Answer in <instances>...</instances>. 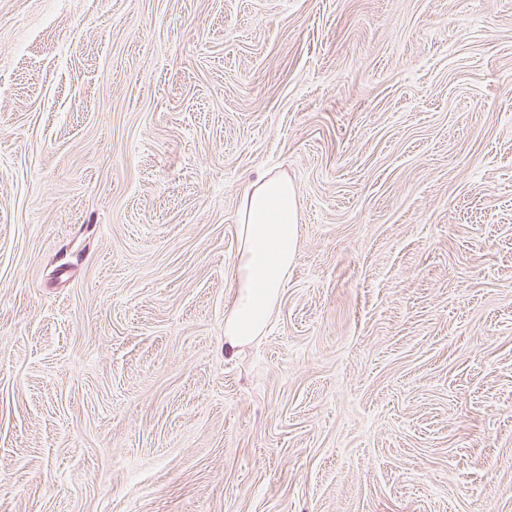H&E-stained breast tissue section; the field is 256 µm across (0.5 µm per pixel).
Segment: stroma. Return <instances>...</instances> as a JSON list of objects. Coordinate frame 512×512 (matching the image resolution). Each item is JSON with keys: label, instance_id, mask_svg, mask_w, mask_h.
I'll list each match as a JSON object with an SVG mask.
<instances>
[{"label": "stroma", "instance_id": "35a3bbf8", "mask_svg": "<svg viewBox=\"0 0 512 512\" xmlns=\"http://www.w3.org/2000/svg\"><path fill=\"white\" fill-rule=\"evenodd\" d=\"M0 512H512V0H0ZM299 229L298 197L287 178L264 173L245 188L224 352L237 354L265 335L297 259Z\"/></svg>", "mask_w": 512, "mask_h": 512}]
</instances>
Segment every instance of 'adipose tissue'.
<instances>
[{
	"mask_svg": "<svg viewBox=\"0 0 512 512\" xmlns=\"http://www.w3.org/2000/svg\"><path fill=\"white\" fill-rule=\"evenodd\" d=\"M299 235L298 197L287 178L265 173L245 188L225 352L239 353L265 335L296 262Z\"/></svg>",
	"mask_w": 512,
	"mask_h": 512,
	"instance_id": "adipose-tissue-1",
	"label": "adipose tissue"
}]
</instances>
